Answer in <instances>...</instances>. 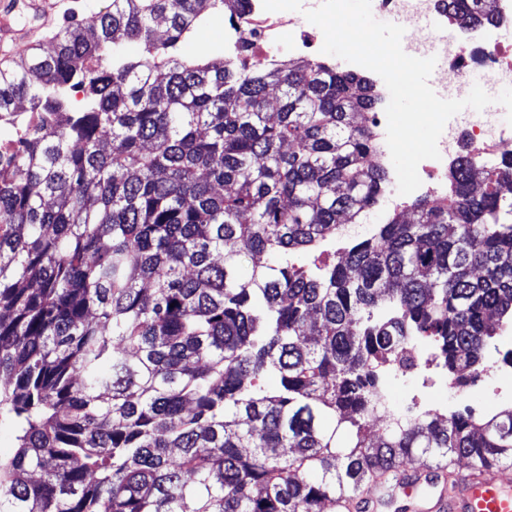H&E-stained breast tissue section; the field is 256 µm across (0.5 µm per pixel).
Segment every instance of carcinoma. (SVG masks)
<instances>
[{
    "mask_svg": "<svg viewBox=\"0 0 512 512\" xmlns=\"http://www.w3.org/2000/svg\"><path fill=\"white\" fill-rule=\"evenodd\" d=\"M243 2L112 0L0 79V512H336L411 462L512 467V404L383 399L427 345L465 387L512 327V157L477 189L462 154L439 204L297 262L378 203L356 118L379 99L323 61L174 53ZM446 2L452 26L497 23Z\"/></svg>",
    "mask_w": 512,
    "mask_h": 512,
    "instance_id": "cac0c4a2",
    "label": "carcinoma"
}]
</instances>
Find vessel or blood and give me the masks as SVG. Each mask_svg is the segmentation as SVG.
<instances>
[{"label":"vessel or blood","mask_w":512,"mask_h":512,"mask_svg":"<svg viewBox=\"0 0 512 512\" xmlns=\"http://www.w3.org/2000/svg\"><path fill=\"white\" fill-rule=\"evenodd\" d=\"M66 0H0V64L16 56L18 42L36 47L37 32L52 28ZM428 481L436 491L420 493L421 483L398 473L395 482L405 494H418L421 512H512V480L490 463L454 474L435 473Z\"/></svg>","instance_id":"vessel-or-blood-1"}]
</instances>
